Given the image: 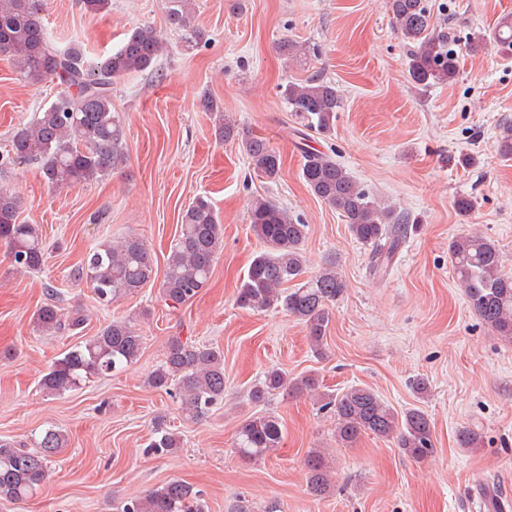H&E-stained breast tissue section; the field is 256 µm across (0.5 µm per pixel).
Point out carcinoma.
<instances>
[{
    "label": "carcinoma",
    "mask_w": 512,
    "mask_h": 512,
    "mask_svg": "<svg viewBox=\"0 0 512 512\" xmlns=\"http://www.w3.org/2000/svg\"><path fill=\"white\" fill-rule=\"evenodd\" d=\"M191 6L192 0H167V19L172 28L183 32L186 43L198 45L207 42V34L192 21ZM385 8L408 47L410 79L424 88L455 81L459 58L448 34L432 24L428 0H385ZM42 12V0H0V55L9 56L31 82L56 79L66 87L33 120L15 128L10 149L0 154V170L35 161L53 187L90 184L126 162L125 118L112 106L114 79L153 69L163 41L153 27L137 26L126 34L112 59L89 68L82 44L60 48L51 41ZM494 38L504 50H512V22L504 21ZM280 51L302 61L311 57L310 47L296 40L281 41ZM282 96L304 129L331 135L336 112L342 108L335 83L320 75L299 83L290 81ZM216 137L237 142L260 176L269 180L278 176L281 157L265 138L244 134L231 122L218 126ZM298 149L304 159L301 178L311 193L336 209L355 239L375 247L373 270L385 271L407 237L409 218L370 196L334 154L303 142ZM498 151L512 158L511 124L502 127ZM249 214L251 230L262 249L237 288V305L254 311L283 308L306 326L314 352L323 354L330 308L347 289L336 263L328 261L316 275L303 279L308 225L263 197L252 200ZM0 241L8 245L18 271L35 272L45 262L41 232L37 225L19 220L17 196L4 186L0 187ZM223 242L224 227L212 203L204 196L195 198L182 213L180 234L166 258L158 289L165 304L184 305L207 287ZM448 254L472 310L493 332L512 341V276L501 272L498 244L483 235L464 234L452 239ZM155 275L152 251L135 236L97 245L73 272L87 281L103 306L138 293ZM86 321L83 310L65 314L53 303L42 305L34 314L35 326L47 334L72 333ZM142 348L143 338L131 322L114 319L63 352L41 379L40 389L48 396H61L80 388L91 376L120 373L138 360ZM146 384L153 389H176L184 417L199 421L224 400V351L173 336ZM276 392L319 397L321 408L336 420V442L344 448L372 433L394 440L415 461L434 452L433 424L423 410L412 407L399 412L367 386L353 385L329 395L320 391L313 375L291 380L285 371L273 368L249 388L247 400L259 405ZM282 441V422L277 416L254 414L238 428L235 450L244 460L258 461L277 451ZM481 442V435L471 428L457 433L460 448H477ZM65 447V435L53 427L42 431L29 448L0 440V500L20 501L35 494ZM179 447V439L164 420H157L147 451L164 455ZM305 467L310 494L319 499L329 495L335 484L326 454L310 452ZM122 512H204V503L201 491L172 479L142 498L126 501Z\"/></svg>",
    "instance_id": "1"
}]
</instances>
